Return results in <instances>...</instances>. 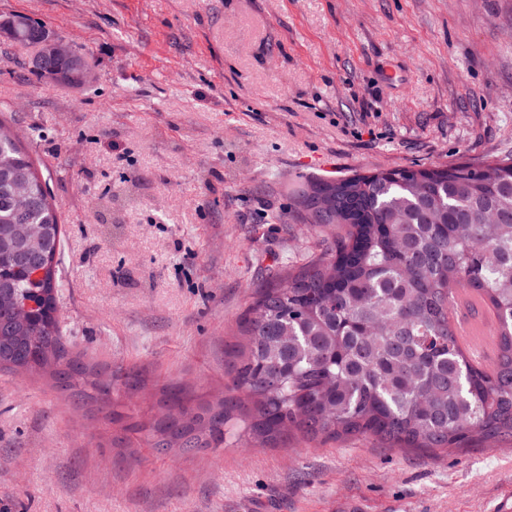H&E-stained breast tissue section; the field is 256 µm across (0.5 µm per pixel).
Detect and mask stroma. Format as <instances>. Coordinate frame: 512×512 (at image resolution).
Here are the masks:
<instances>
[{
	"label": "stroma",
	"mask_w": 512,
	"mask_h": 512,
	"mask_svg": "<svg viewBox=\"0 0 512 512\" xmlns=\"http://www.w3.org/2000/svg\"><path fill=\"white\" fill-rule=\"evenodd\" d=\"M75 43L81 89L0 35V119L63 225L60 327L98 367L204 395L257 288L326 247L288 196L336 177L512 156V0H0ZM99 405L0 370V512H494L512 444L430 454L300 435L170 457Z\"/></svg>",
	"instance_id": "obj_1"
}]
</instances>
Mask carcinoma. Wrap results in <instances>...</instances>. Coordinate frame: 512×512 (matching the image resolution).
I'll use <instances>...</instances> for the list:
<instances>
[{"label": "carcinoma", "mask_w": 512, "mask_h": 512, "mask_svg": "<svg viewBox=\"0 0 512 512\" xmlns=\"http://www.w3.org/2000/svg\"><path fill=\"white\" fill-rule=\"evenodd\" d=\"M39 26L0 24L9 38L38 45ZM26 186L17 199L11 188ZM336 199L322 216L336 235L322 256L285 268L257 289L237 321L230 364L233 395L221 401L160 388L157 409L130 427L124 444L158 454H215L229 440L275 446L289 430L341 441L370 437L387 448H468L512 441V157L481 167L338 177L300 176ZM26 224L40 239L21 238ZM61 224L46 183L16 135L0 123V299L35 302L21 323L0 308V368L52 380L56 349L69 360L66 388L78 400L126 417L119 401L144 382L140 372H103L63 343L55 317ZM50 264L31 278L33 261ZM460 291L493 313V367L480 368L458 344L450 306Z\"/></svg>", "instance_id": "carcinoma-1"}]
</instances>
